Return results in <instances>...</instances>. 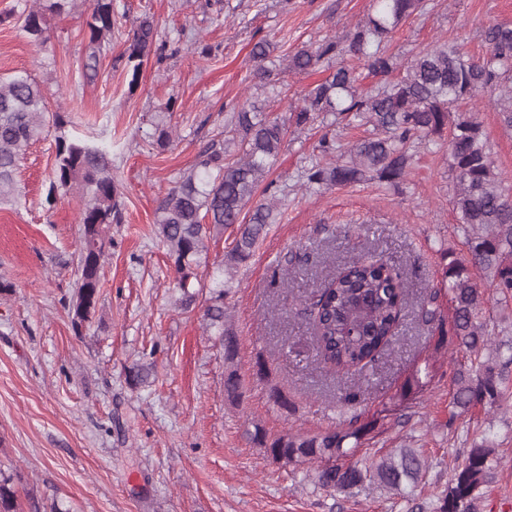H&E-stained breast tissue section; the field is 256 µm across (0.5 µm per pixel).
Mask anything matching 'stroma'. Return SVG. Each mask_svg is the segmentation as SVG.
Instances as JSON below:
<instances>
[{
  "instance_id": "obj_1",
  "label": "stroma",
  "mask_w": 512,
  "mask_h": 512,
  "mask_svg": "<svg viewBox=\"0 0 512 512\" xmlns=\"http://www.w3.org/2000/svg\"><path fill=\"white\" fill-rule=\"evenodd\" d=\"M387 45L399 63L436 41L479 57L482 31L512 24V0H425ZM112 52L95 77L83 73L89 0H70L46 17L49 40L27 38L22 0H0V78L26 71L42 81L67 134L106 144L120 193L121 223L111 225L110 256L100 271L92 321L74 331L81 205L78 190L47 205L55 135L45 133L21 160V198L0 204V469L20 472L17 512H437L468 448L490 440L497 466L480 490L479 512H512V380L498 408L452 413L451 346L422 323L418 305L449 256H464L452 197L456 184L439 145L415 148L400 186L369 180L306 188L314 148L333 130L342 149L366 131L315 119L293 127L256 196L277 198L282 215L231 276L225 321L239 340L235 368L243 396L224 395V353L201 311L176 306L174 273L155 232L157 211L189 172L199 150L231 128V106L264 104L288 118L304 91L325 79L335 60L312 71L288 69V57L348 30L374 0H113ZM150 16L167 48L144 62L130 85L120 56L129 31ZM269 44L270 84L252 78L251 49ZM173 111H166L167 102ZM487 146L512 185V129L489 99L475 102ZM172 142L160 147V128ZM381 252L403 272L411 299L399 337L344 399L343 383L318 368L301 310L325 279L364 251ZM431 359L429 387L409 407L398 393L414 364ZM264 360L266 377L256 373ZM153 364L149 385L132 388L133 364ZM279 385L293 404L278 410ZM375 420L373 439L355 455L371 461L390 449H423L427 474L412 496L369 486L351 495L321 489L313 464L285 465L248 443L246 428L316 432L352 414Z\"/></svg>"
}]
</instances>
